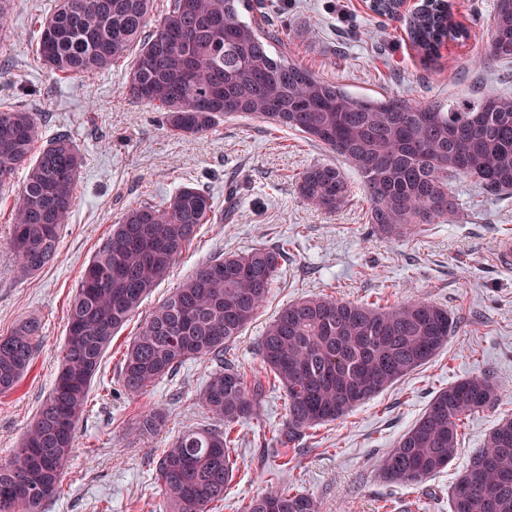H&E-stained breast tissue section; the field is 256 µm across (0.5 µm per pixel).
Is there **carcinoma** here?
Masks as SVG:
<instances>
[{
    "instance_id": "carcinoma-1",
    "label": "carcinoma",
    "mask_w": 512,
    "mask_h": 512,
    "mask_svg": "<svg viewBox=\"0 0 512 512\" xmlns=\"http://www.w3.org/2000/svg\"><path fill=\"white\" fill-rule=\"evenodd\" d=\"M155 0H56L40 23L37 54L55 73L92 75L136 50L124 92L164 112L174 136L212 129L248 116L322 143L361 174L367 218L377 234L399 239L420 224L457 212L452 184L473 179L494 194L512 195V97L488 92L446 103L347 94L271 44L282 31L246 19L251 0H170L154 18ZM408 32L423 60L442 43L468 37L448 0H428ZM512 58V6L497 4L480 63ZM40 117L26 108L0 111V187L25 168L8 245L24 274L55 256L69 220L83 157L60 133L32 155ZM299 194L334 212L350 196L336 166L317 164L298 178ZM214 203L183 185L163 203L129 207L85 265L69 303L67 338L52 389L20 447L0 464V512H44L56 497L88 411L89 391L113 336L166 277L211 219ZM288 242L256 247L196 268L145 318L121 366L125 390L138 396L190 359L217 367L200 395L211 427L188 428L159 458L155 480L166 512H215L236 469L234 426L258 415L260 384L248 386L224 361L267 300ZM454 330L448 310L413 300L375 307L314 295L282 307L258 351L281 386L287 412L278 442L296 443L431 360ZM40 322L23 318L0 336V396L12 393L31 368ZM503 388L485 377L460 379L437 392L424 413L380 458L386 482L418 484L448 466L460 445L462 419L493 407ZM163 422L149 411L137 430ZM451 512H512V418L500 420L475 449L449 492ZM247 512H319L317 501L270 486Z\"/></svg>"
}]
</instances>
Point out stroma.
<instances>
[{
  "label": "stroma",
  "mask_w": 512,
  "mask_h": 512,
  "mask_svg": "<svg viewBox=\"0 0 512 512\" xmlns=\"http://www.w3.org/2000/svg\"><path fill=\"white\" fill-rule=\"evenodd\" d=\"M260 2L274 23L290 30L280 51L351 95L392 93L430 102L488 91L512 95L511 61L475 64L490 38L497 0H450L469 36L446 41L429 64L403 24L421 0H407L399 22L371 12L367 0ZM53 4L11 0L8 28L0 31V111L25 106L38 112L45 136L68 134L84 157L57 254L35 274L19 271L7 245L22 183L0 190V336L24 317L42 326L31 369L13 393L0 396V463L10 460L52 386L68 304L86 262L131 204L162 203L190 184L212 195L211 219L113 337L77 426L69 469L46 512H165L155 468L180 432L208 425L199 396L211 365L185 363L131 396L121 385L122 355L142 321L199 264L283 239L290 245L281 274L233 347L245 380L265 387L257 418L235 430L237 469L218 512H246L273 484L310 495L320 512H450L448 492L457 473L493 426L512 417V268L497 258L501 239L512 237V197L464 180L454 187L459 210L447 223L423 225L399 242L383 239L367 222L360 174L322 144L250 117L224 119L203 135L173 137L161 112L123 93L125 63L80 78L47 70L36 53L37 35ZM329 162L352 187L348 203L333 213L312 207L297 189L305 169ZM315 293L380 306L426 300L446 308L455 329L426 365L295 446L275 448L270 439L286 419L284 393L266 382L258 339L282 306ZM465 376L504 387L499 403L466 419L457 457L441 473L419 485L385 482L382 454L440 389ZM154 408L166 417L162 430L135 434L140 417Z\"/></svg>",
  "instance_id": "stroma-1"
}]
</instances>
